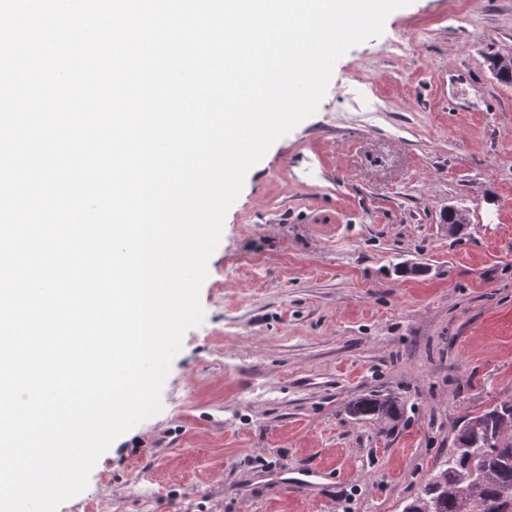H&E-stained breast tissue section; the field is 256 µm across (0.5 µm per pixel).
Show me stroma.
<instances>
[{"mask_svg": "<svg viewBox=\"0 0 512 512\" xmlns=\"http://www.w3.org/2000/svg\"><path fill=\"white\" fill-rule=\"evenodd\" d=\"M509 52L512 0H412L336 62L247 172L160 411L57 512H402L460 418L512 403ZM388 392L394 430L349 415Z\"/></svg>", "mask_w": 512, "mask_h": 512, "instance_id": "1", "label": "stroma"}]
</instances>
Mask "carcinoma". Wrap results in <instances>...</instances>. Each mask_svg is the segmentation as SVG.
<instances>
[{"label":"carcinoma","instance_id":"cac0c4a2","mask_svg":"<svg viewBox=\"0 0 512 512\" xmlns=\"http://www.w3.org/2000/svg\"><path fill=\"white\" fill-rule=\"evenodd\" d=\"M405 401L394 393L367 395L349 405L358 420L373 421L383 430L400 421ZM504 406L484 411L478 417L466 416L456 429L454 447L467 448L461 461H444L435 476L444 486L446 504L442 512H512V438L506 429L492 423L490 447L500 453L487 454L482 426Z\"/></svg>","mask_w":512,"mask_h":512}]
</instances>
